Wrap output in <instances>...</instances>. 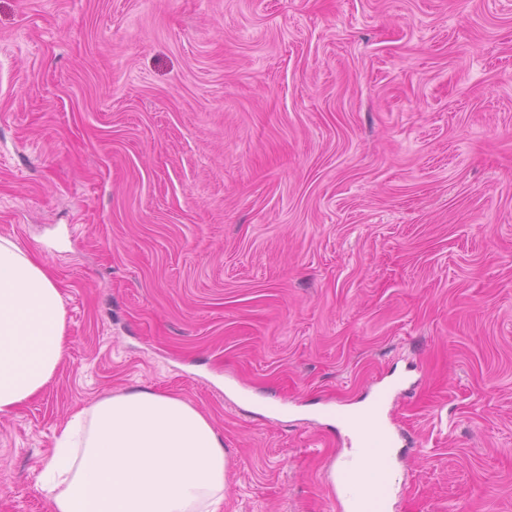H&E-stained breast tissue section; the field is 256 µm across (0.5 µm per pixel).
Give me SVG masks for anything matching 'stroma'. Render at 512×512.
Segmentation results:
<instances>
[{
    "mask_svg": "<svg viewBox=\"0 0 512 512\" xmlns=\"http://www.w3.org/2000/svg\"><path fill=\"white\" fill-rule=\"evenodd\" d=\"M0 236L66 310L0 512L137 387L223 435L222 512H336L317 411L400 376L396 512H512V0H0Z\"/></svg>",
    "mask_w": 512,
    "mask_h": 512,
    "instance_id": "1",
    "label": "stroma"
}]
</instances>
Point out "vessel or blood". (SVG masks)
<instances>
[{"mask_svg":"<svg viewBox=\"0 0 512 512\" xmlns=\"http://www.w3.org/2000/svg\"><path fill=\"white\" fill-rule=\"evenodd\" d=\"M405 391V380L396 379L375 390L367 409L350 406L325 410L326 418L344 423L349 430V450L339 458L331 483V494L340 512H391L398 439L388 414ZM370 456L377 460L371 471L365 466Z\"/></svg>","mask_w":512,"mask_h":512,"instance_id":"1","label":"vessel or blood"}]
</instances>
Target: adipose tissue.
I'll return each instance as SVG.
<instances>
[{"label": "adipose tissue", "instance_id": "ef3b65f1", "mask_svg": "<svg viewBox=\"0 0 512 512\" xmlns=\"http://www.w3.org/2000/svg\"><path fill=\"white\" fill-rule=\"evenodd\" d=\"M65 310L46 267L0 237V412L40 392L62 359ZM224 438L198 408L139 387L71 415L39 473L51 512H221Z\"/></svg>", "mask_w": 512, "mask_h": 512}]
</instances>
